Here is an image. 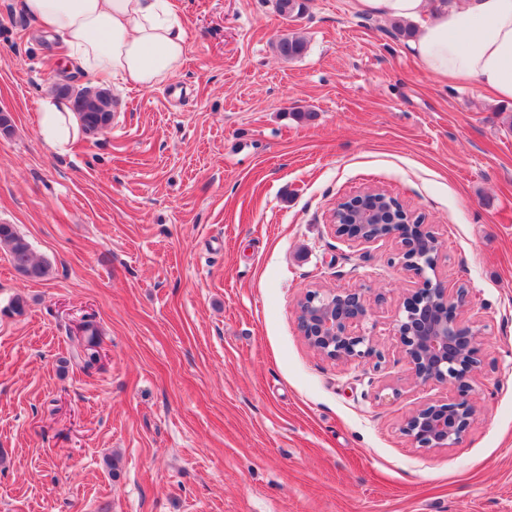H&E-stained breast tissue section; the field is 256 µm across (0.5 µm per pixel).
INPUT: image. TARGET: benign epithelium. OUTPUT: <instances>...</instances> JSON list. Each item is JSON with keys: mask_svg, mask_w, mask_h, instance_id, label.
Returning a JSON list of instances; mask_svg holds the SVG:
<instances>
[{"mask_svg": "<svg viewBox=\"0 0 512 512\" xmlns=\"http://www.w3.org/2000/svg\"><path fill=\"white\" fill-rule=\"evenodd\" d=\"M354 213L340 220L331 213L336 236L353 244L393 239L401 267L413 273L417 287L404 296L393 325L394 336L419 384L455 391L451 399L426 404L413 411L401 430L417 448H452L462 441L476 413L471 381L482 364L484 333L478 321L464 320L469 292L448 291L438 275L443 245L428 224L413 214L391 212V197L368 189L345 200ZM371 305L365 293L349 288H316L297 305L301 335L320 356L352 363L376 355Z\"/></svg>", "mask_w": 512, "mask_h": 512, "instance_id": "obj_1", "label": "benign epithelium"}]
</instances>
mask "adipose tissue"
<instances>
[{"label": "adipose tissue", "mask_w": 512, "mask_h": 512, "mask_svg": "<svg viewBox=\"0 0 512 512\" xmlns=\"http://www.w3.org/2000/svg\"><path fill=\"white\" fill-rule=\"evenodd\" d=\"M357 13L410 26V48L441 79H472L512 103V0H352ZM25 18L66 47L64 68L92 83L151 89L181 70L187 33L173 0H19ZM36 125L54 151L82 134L69 102H39Z\"/></svg>", "instance_id": "obj_1"}]
</instances>
